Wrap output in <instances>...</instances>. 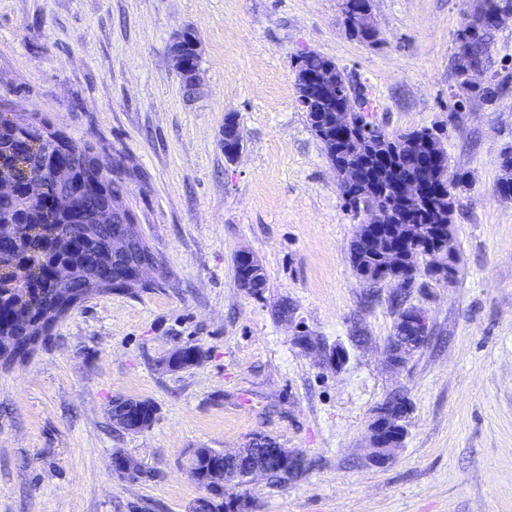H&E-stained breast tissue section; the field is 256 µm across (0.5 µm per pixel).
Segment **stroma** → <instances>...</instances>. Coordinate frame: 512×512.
I'll return each mask as SVG.
<instances>
[{
  "instance_id": "stroma-1",
  "label": "stroma",
  "mask_w": 512,
  "mask_h": 512,
  "mask_svg": "<svg viewBox=\"0 0 512 512\" xmlns=\"http://www.w3.org/2000/svg\"><path fill=\"white\" fill-rule=\"evenodd\" d=\"M346 2L0 0V99L112 154L159 260L155 286L93 295L30 356L0 363V512H191L204 493L194 450L258 435L306 470L256 479L252 512H512V201L496 194L512 88L454 108L455 33L477 0H370L371 42ZM186 30L200 41L193 94L169 53ZM303 52L365 88L386 130L436 129L449 172L467 173L451 188L448 282L425 276V257L408 285L356 275L360 219L296 101ZM241 250L264 269L260 293L238 286ZM407 307L430 338L395 368L386 350ZM188 345L201 360L169 367ZM116 396L151 401L153 425L118 428ZM395 396L407 437L374 466L368 426ZM117 454L135 476L114 474Z\"/></svg>"
}]
</instances>
